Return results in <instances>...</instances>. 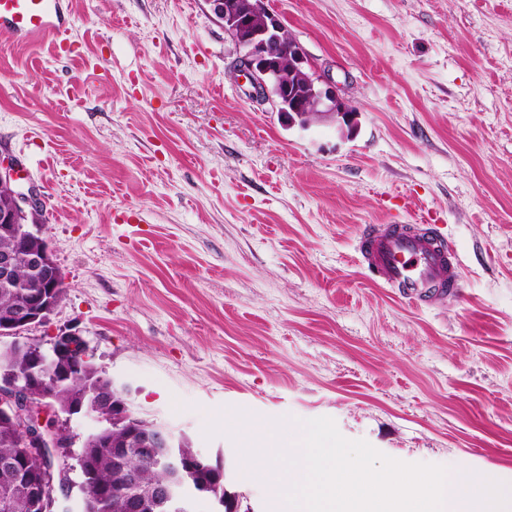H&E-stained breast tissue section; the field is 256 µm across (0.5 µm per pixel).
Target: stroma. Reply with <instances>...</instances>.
<instances>
[{
  "instance_id": "1",
  "label": "stroma",
  "mask_w": 512,
  "mask_h": 512,
  "mask_svg": "<svg viewBox=\"0 0 512 512\" xmlns=\"http://www.w3.org/2000/svg\"><path fill=\"white\" fill-rule=\"evenodd\" d=\"M72 2L68 52L0 45V154L65 282L30 338L80 332L242 512L283 507L205 438L230 408L512 483V0H265L350 130L253 99L206 0ZM419 216L462 286L408 301L356 248Z\"/></svg>"
}]
</instances>
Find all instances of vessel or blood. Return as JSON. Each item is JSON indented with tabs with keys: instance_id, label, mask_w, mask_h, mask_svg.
Masks as SVG:
<instances>
[{
	"instance_id": "b4317fda",
	"label": "vessel or blood",
	"mask_w": 512,
	"mask_h": 512,
	"mask_svg": "<svg viewBox=\"0 0 512 512\" xmlns=\"http://www.w3.org/2000/svg\"><path fill=\"white\" fill-rule=\"evenodd\" d=\"M74 23L70 0H0V37L12 44L52 38L66 50ZM361 261L400 296L417 300L459 286L460 262L434 225H374L363 233Z\"/></svg>"
}]
</instances>
